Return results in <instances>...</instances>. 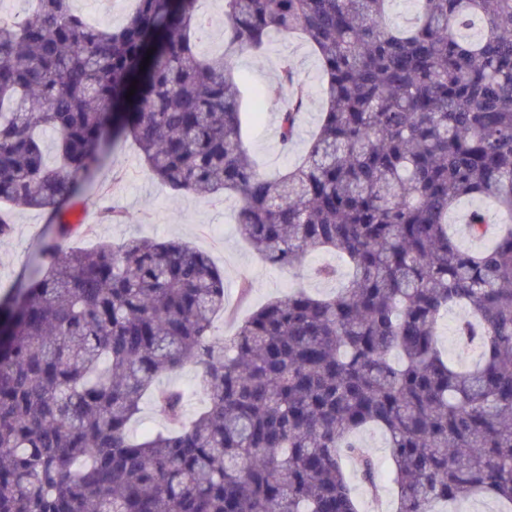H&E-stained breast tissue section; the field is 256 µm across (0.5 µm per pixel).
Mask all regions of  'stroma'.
Listing matches in <instances>:
<instances>
[{
    "label": "stroma",
    "instance_id": "stroma-1",
    "mask_svg": "<svg viewBox=\"0 0 512 512\" xmlns=\"http://www.w3.org/2000/svg\"><path fill=\"white\" fill-rule=\"evenodd\" d=\"M290 58L299 79L311 89L307 109L302 116L300 133L290 150H282L278 140V105L283 95L278 84V67L282 58ZM239 74L261 90V103L244 102L247 114L243 137L250 153L259 161L264 173L275 175L285 170L292 159L306 152L307 144L318 125L322 93L316 57L311 48L297 38H274L261 54H246L238 61ZM80 198L92 218L76 246L87 247L100 241L121 244L129 237L166 240L179 238L206 252L224 271V312L214 323L218 336L233 335L237 320L271 299L283 296L298 282L288 271L274 267L260 258L236 232V203L233 198L217 195L198 198L176 192L150 175L136 147L129 142L115 148L110 160L81 186ZM117 205L124 212L121 223L102 221V207ZM14 233L0 238V292L15 283L19 273L29 267L35 244L41 235L51 233L52 223L37 209L18 208L9 213ZM310 264H331L337 270L335 281L321 282L303 278L307 291L316 296L334 294L344 283L347 268L334 253H318ZM250 281V293H242V281Z\"/></svg>",
    "mask_w": 512,
    "mask_h": 512
}]
</instances>
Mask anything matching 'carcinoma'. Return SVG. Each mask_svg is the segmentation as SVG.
<instances>
[{
    "mask_svg": "<svg viewBox=\"0 0 512 512\" xmlns=\"http://www.w3.org/2000/svg\"><path fill=\"white\" fill-rule=\"evenodd\" d=\"M72 2L0 15V204L57 219L0 296V512H359L355 483L378 493L369 428L396 512L478 494L512 508V225L477 208L467 230L490 247L448 233L463 198L512 217V0H414L408 28L395 0H224L211 53L200 0H136L118 29ZM291 35L325 103L302 160L269 177L243 141L237 62ZM279 80L288 148L310 89L286 58ZM127 140L170 189L234 196L265 261L332 251L346 283L290 291L219 339L224 272L190 244L70 245L82 182ZM454 307L471 368L439 345ZM187 364L193 414L161 383ZM148 395L170 428L135 436ZM199 17L202 26L196 29V35L203 51L210 52L218 48L224 40V0H205ZM481 206L482 208L486 209L489 207L488 202L485 200H470V199H464L460 201L452 210V212L448 215V224H450L449 230L452 232L459 242V244L468 249H481L484 247H488L490 244L489 239H483L479 242L472 241L469 239L466 235H463L458 225L459 224H465L466 216L467 214L474 208ZM362 441L374 459L384 465L388 457L384 434L378 429H368L362 435Z\"/></svg>",
    "mask_w": 512,
    "mask_h": 512,
    "instance_id": "1",
    "label": "carcinoma"
}]
</instances>
